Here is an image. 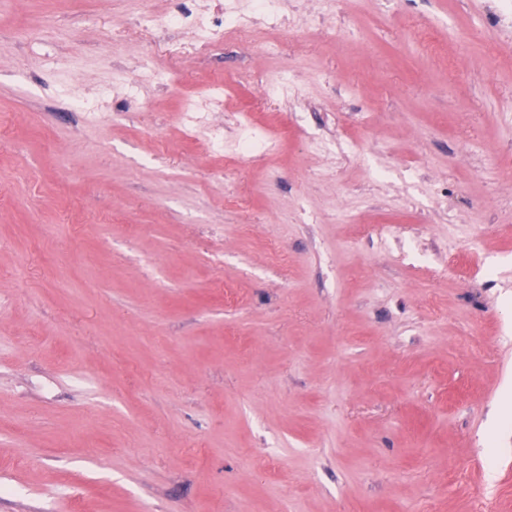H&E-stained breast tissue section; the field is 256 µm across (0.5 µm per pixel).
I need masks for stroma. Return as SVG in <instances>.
<instances>
[{
  "label": "stroma",
  "mask_w": 512,
  "mask_h": 512,
  "mask_svg": "<svg viewBox=\"0 0 512 512\" xmlns=\"http://www.w3.org/2000/svg\"><path fill=\"white\" fill-rule=\"evenodd\" d=\"M498 2L332 0L190 65L135 21L184 0H0V512H512ZM213 81L287 132L219 185L175 122ZM352 122L348 162L305 139ZM263 96L269 100H277L295 89L294 75L288 69L264 72L258 80Z\"/></svg>",
  "instance_id": "stroma-1"
}]
</instances>
